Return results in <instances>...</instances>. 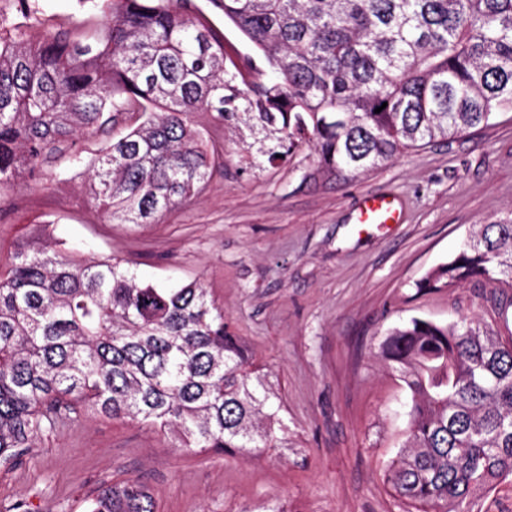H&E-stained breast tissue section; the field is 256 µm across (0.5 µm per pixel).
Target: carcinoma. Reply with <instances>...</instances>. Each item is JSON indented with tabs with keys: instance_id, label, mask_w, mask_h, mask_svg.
Returning a JSON list of instances; mask_svg holds the SVG:
<instances>
[{
	"instance_id": "carcinoma-1",
	"label": "carcinoma",
	"mask_w": 512,
	"mask_h": 512,
	"mask_svg": "<svg viewBox=\"0 0 512 512\" xmlns=\"http://www.w3.org/2000/svg\"><path fill=\"white\" fill-rule=\"evenodd\" d=\"M276 81L248 116L311 144L337 173L387 162L512 110V0H209ZM106 28L37 42L0 38V188L43 174L74 137L135 107L144 120L92 161L103 216L151 224L195 196L216 146L198 112L229 109L224 39L196 0H110ZM383 107L379 113L378 107ZM512 286V224H484L417 291L472 280ZM409 393L408 436L386 481L405 512H471L512 479V344L480 323L413 317L380 344ZM84 411L149 423L187 448H284L279 393L207 289L142 284L110 254L32 242L0 272V462ZM88 512H155L136 479L98 490Z\"/></svg>"
}]
</instances>
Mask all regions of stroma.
Masks as SVG:
<instances>
[{
  "label": "stroma",
  "mask_w": 512,
  "mask_h": 512,
  "mask_svg": "<svg viewBox=\"0 0 512 512\" xmlns=\"http://www.w3.org/2000/svg\"><path fill=\"white\" fill-rule=\"evenodd\" d=\"M197 5L224 35L225 79L238 108L273 75L263 54L210 0ZM108 20L87 0H0V37L92 34ZM130 112L77 141L21 188H0V266L36 234L127 262L144 282L207 288L224 319L265 364L282 396L288 445L251 454L182 447L174 435L83 414L0 464V512H85L100 487L144 483L157 512H403L385 481L405 439L408 393L378 355L411 318L488 323L512 336V308L479 280L417 291L482 224L512 222V110L453 139L404 150L352 175L323 170L306 146L270 161L279 135L247 118L194 117L223 147L204 190L154 224L107 222L87 190L90 158L138 125ZM368 195L403 204L400 223L355 224Z\"/></svg>",
  "instance_id": "35a3bbf8"
}]
</instances>
